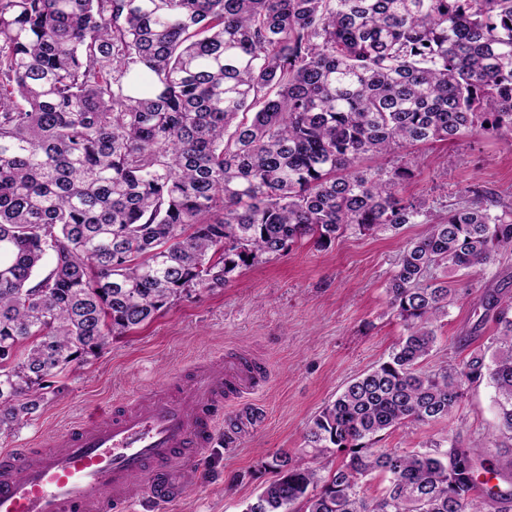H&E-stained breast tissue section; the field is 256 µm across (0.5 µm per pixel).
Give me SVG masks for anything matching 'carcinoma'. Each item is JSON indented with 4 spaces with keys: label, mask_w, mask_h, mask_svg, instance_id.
<instances>
[{
    "label": "carcinoma",
    "mask_w": 512,
    "mask_h": 512,
    "mask_svg": "<svg viewBox=\"0 0 512 512\" xmlns=\"http://www.w3.org/2000/svg\"><path fill=\"white\" fill-rule=\"evenodd\" d=\"M488 130L512 142V0H0V433L191 291L422 216L388 287L401 338L315 415L308 461L273 455L246 512H508L479 481L512 474L505 442L377 444L484 380L512 441L511 296L486 298L491 348L422 369L459 295L436 270L511 251L512 202L475 191L433 218L400 195L406 169L361 168Z\"/></svg>",
    "instance_id": "carcinoma-1"
}]
</instances>
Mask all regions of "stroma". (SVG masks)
<instances>
[{
	"mask_svg": "<svg viewBox=\"0 0 512 512\" xmlns=\"http://www.w3.org/2000/svg\"><path fill=\"white\" fill-rule=\"evenodd\" d=\"M371 169L408 166L404 198L447 212L467 187L512 197V149L482 134L459 142H429L378 158ZM422 225L399 234H345L328 247L307 241L287 254L237 269L224 287L197 290L143 326L117 336L98 355L69 365L30 420L0 434L1 448H30L40 437L65 430L74 418L133 402L171 377L244 351L262 360L266 385L225 408L213 446L189 471L186 495L170 504L147 503L136 512H245L273 480L265 463L277 452L301 455L313 417L355 376L385 359L403 328L388 306L386 288L405 244ZM464 290L437 323L438 343L423 367L457 364L489 343L484 319L488 294L512 296V252L493 265L447 273ZM461 441L495 439L494 390L467 386L450 424H416L384 434L380 445L422 448L445 428Z\"/></svg>",
	"mask_w": 512,
	"mask_h": 512,
	"instance_id": "35a3bbf8",
	"label": "stroma"
}]
</instances>
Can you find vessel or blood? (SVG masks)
Wrapping results in <instances>:
<instances>
[{"label":"vessel or blood","mask_w":512,"mask_h":512,"mask_svg":"<svg viewBox=\"0 0 512 512\" xmlns=\"http://www.w3.org/2000/svg\"><path fill=\"white\" fill-rule=\"evenodd\" d=\"M265 382L264 363L239 353L111 414L88 413L42 447L2 450L0 512H135L145 499L176 502L225 404Z\"/></svg>","instance_id":"b4317fda"}]
</instances>
